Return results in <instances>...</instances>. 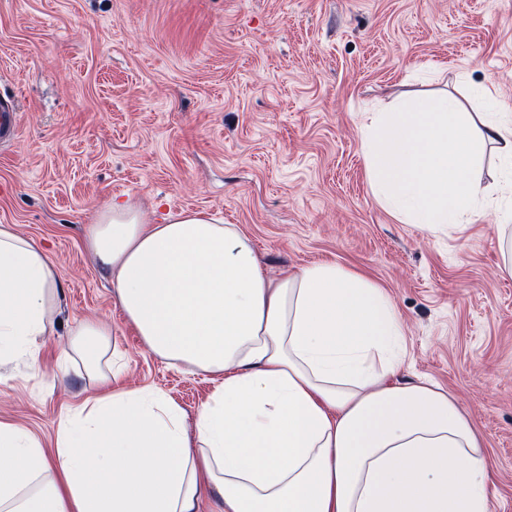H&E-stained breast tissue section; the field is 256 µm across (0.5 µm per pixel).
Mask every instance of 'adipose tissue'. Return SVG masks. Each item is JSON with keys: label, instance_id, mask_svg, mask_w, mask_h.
Here are the masks:
<instances>
[{"label": "adipose tissue", "instance_id": "ef3b65f1", "mask_svg": "<svg viewBox=\"0 0 512 512\" xmlns=\"http://www.w3.org/2000/svg\"><path fill=\"white\" fill-rule=\"evenodd\" d=\"M361 130L372 193L397 220L449 231L505 204L512 276L511 112L414 98ZM84 240L145 345L219 381L191 421L159 393L113 389L112 333L83 322L69 349L101 391L62 416L51 457L0 423V512H490L488 460L455 399L389 383L405 328L368 276L321 262L272 277L237 225L204 211L158 223L131 198ZM56 288L43 247L0 224V362L37 351Z\"/></svg>", "mask_w": 512, "mask_h": 512}]
</instances>
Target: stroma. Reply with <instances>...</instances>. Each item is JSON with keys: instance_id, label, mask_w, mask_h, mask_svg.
<instances>
[{"instance_id": "1", "label": "stroma", "mask_w": 512, "mask_h": 512, "mask_svg": "<svg viewBox=\"0 0 512 512\" xmlns=\"http://www.w3.org/2000/svg\"><path fill=\"white\" fill-rule=\"evenodd\" d=\"M494 78V102L472 87ZM451 94L512 113V0H0V223L42 244L53 327L0 363V423L53 451L61 416L97 385L62 363L69 334L112 330L117 386L195 416L215 383L142 341L84 247L112 199L154 219L204 210L238 225L270 275L334 262L384 288L406 326L399 381L453 394L481 434L493 512H512V278L498 217L431 235L375 201L360 115ZM19 129L18 112L14 98L0 97V141H12ZM502 244V262L499 265L501 274L512 276V225L497 224Z\"/></svg>"}]
</instances>
